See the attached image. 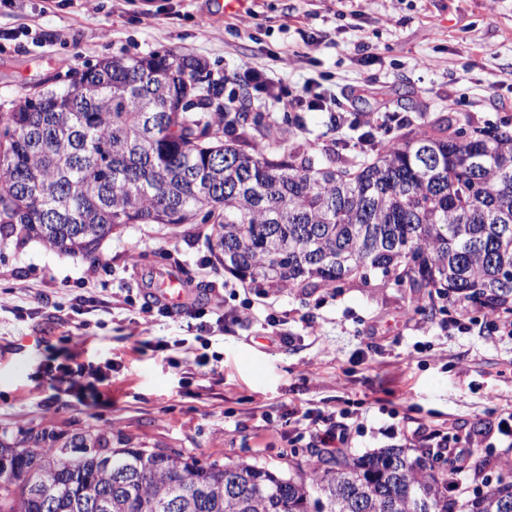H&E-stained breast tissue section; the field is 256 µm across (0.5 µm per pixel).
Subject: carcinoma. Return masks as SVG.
Listing matches in <instances>:
<instances>
[{
	"mask_svg": "<svg viewBox=\"0 0 512 512\" xmlns=\"http://www.w3.org/2000/svg\"><path fill=\"white\" fill-rule=\"evenodd\" d=\"M66 78L0 112L1 242L92 258L127 224L209 223L215 260L243 280L338 288L379 273L418 311L447 299L512 314L511 135L449 121L317 168L196 59L113 56ZM1 459L0 512H512V463L457 499L448 477L465 461L428 448L314 450L284 473L44 429L1 438Z\"/></svg>",
	"mask_w": 512,
	"mask_h": 512,
	"instance_id": "1",
	"label": "carcinoma"
}]
</instances>
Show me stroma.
Returning a JSON list of instances; mask_svg holds the SVG:
<instances>
[{"label": "stroma", "instance_id": "stroma-1", "mask_svg": "<svg viewBox=\"0 0 512 512\" xmlns=\"http://www.w3.org/2000/svg\"><path fill=\"white\" fill-rule=\"evenodd\" d=\"M227 2L0 0V104L35 85L67 86L68 69L104 57L174 52L223 77L225 96L249 95L280 138L309 143L317 166L331 144L362 161L356 141L373 112L390 115L383 142L446 117L512 135V0ZM251 64L289 91L333 94L342 126L255 92ZM210 232L129 224L92 261L34 241L0 245V438L108 426L149 449L284 471L315 432L348 417L360 424L356 455L467 438L475 458L512 459V337L484 311L417 312L377 276L309 294L257 288L216 263ZM167 274L204 305L223 298V327L199 342L189 317L144 322L146 286ZM87 282L94 304L73 309ZM271 314L285 341H268ZM159 340L167 350H155ZM107 361L96 400L45 373Z\"/></svg>", "mask_w": 512, "mask_h": 512}]
</instances>
